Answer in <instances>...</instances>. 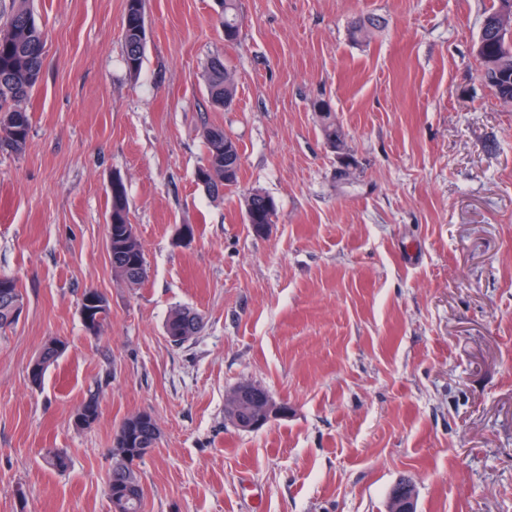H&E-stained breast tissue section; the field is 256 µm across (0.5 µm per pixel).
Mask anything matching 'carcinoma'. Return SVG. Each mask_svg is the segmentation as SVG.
I'll return each mask as SVG.
<instances>
[{"instance_id":"1","label":"carcinoma","mask_w":512,"mask_h":512,"mask_svg":"<svg viewBox=\"0 0 512 512\" xmlns=\"http://www.w3.org/2000/svg\"><path fill=\"white\" fill-rule=\"evenodd\" d=\"M144 0H125L123 16L124 62L128 73L137 75L144 60ZM216 25L224 32V42L234 44L239 40L242 19L237 0H220ZM0 150L20 155L25 152L32 128L30 113L22 103L31 97L42 77L44 35L37 24L29 0H9L8 9L0 3ZM379 25L373 16H358L349 22V31L355 37H366L370 29ZM479 76L494 98L505 107H512V0H493L485 12L481 32L476 43ZM208 97L217 109H228L235 98V83L224 60L213 57L205 68ZM320 113L322 131L330 148L336 150L342 144L341 132L332 115L331 106L325 101L314 104ZM206 149L205 162L197 168L209 176L205 190L213 198L223 196L224 189L239 185L242 154L238 141L224 128L209 126L203 133ZM235 170L227 173V165ZM111 208L108 224L109 258L113 272L128 287L137 288L149 276V266L138 237L127 233L129 206L122 179L110 189ZM246 220L255 225L260 233L263 225L277 216L275 199L259 190L246 193ZM0 329L18 322L13 316L16 302L24 301V294L13 277L0 276ZM202 316L188 307L177 308L169 315L165 326L174 336L192 337L195 321ZM66 342L51 339L42 348V371L53 365L65 352ZM78 414L86 425L99 417V404L91 397L84 401ZM157 443L150 426L133 415L125 419L117 433V442L111 452L112 467L107 483L119 478L132 479L140 485V478L127 472L125 457L128 454L144 459Z\"/></svg>"}]
</instances>
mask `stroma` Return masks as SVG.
Listing matches in <instances>:
<instances>
[{
  "instance_id": "stroma-1",
  "label": "stroma",
  "mask_w": 512,
  "mask_h": 512,
  "mask_svg": "<svg viewBox=\"0 0 512 512\" xmlns=\"http://www.w3.org/2000/svg\"><path fill=\"white\" fill-rule=\"evenodd\" d=\"M492 3L238 0L228 46L216 0H145L132 77L125 0H30L46 42L32 132L0 152V275L26 301L0 332V512H112L115 434L142 412L160 431L143 512H386L403 478L416 512H512V109L474 52ZM366 14L382 27L352 38ZM217 53L236 83L223 110L203 78ZM212 125L242 152L220 199L194 178ZM116 176L150 266L138 288L109 259ZM252 188L278 203L262 236ZM88 288L110 308L95 334ZM186 306L204 326L177 346L164 326ZM56 337L67 349L33 385ZM243 381L287 415L235 429ZM92 396L98 420L75 425ZM143 2L144 0H125L123 16L124 62L131 76H136L140 72L144 60ZM314 110L320 113L322 131L330 148L339 149L342 144L341 132L333 118L331 106L325 101H319L314 104Z\"/></svg>"
}]
</instances>
